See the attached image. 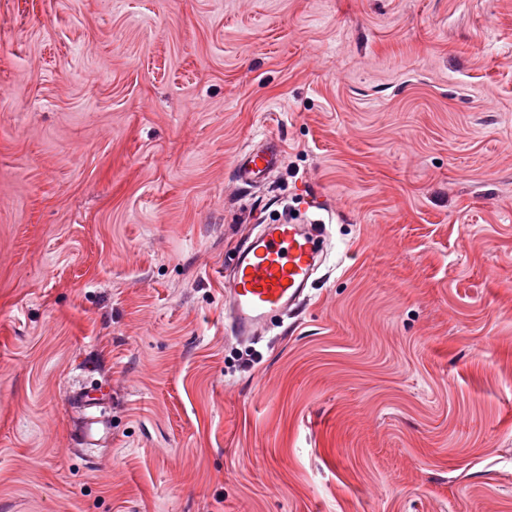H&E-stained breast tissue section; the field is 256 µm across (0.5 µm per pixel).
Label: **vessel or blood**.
I'll use <instances>...</instances> for the list:
<instances>
[{
	"instance_id": "obj_1",
	"label": "vessel or blood",
	"mask_w": 512,
	"mask_h": 512,
	"mask_svg": "<svg viewBox=\"0 0 512 512\" xmlns=\"http://www.w3.org/2000/svg\"><path fill=\"white\" fill-rule=\"evenodd\" d=\"M283 147L267 140L243 155L234 167L245 185L261 183L282 164ZM328 234L323 221L309 224H263L236 251L233 271L224 288L228 330L240 339H256L281 324L308 299L313 277L323 263L320 249ZM68 405L75 415L73 439L82 448H97L112 440V420L106 409L111 393L90 381L71 388Z\"/></svg>"
}]
</instances>
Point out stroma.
Segmentation results:
<instances>
[{"instance_id":"stroma-1","label":"stroma","mask_w":512,"mask_h":512,"mask_svg":"<svg viewBox=\"0 0 512 512\" xmlns=\"http://www.w3.org/2000/svg\"><path fill=\"white\" fill-rule=\"evenodd\" d=\"M287 206L309 301L228 336ZM0 512H512V0H0ZM282 144L270 138L265 145L243 155L234 167L236 179L243 185L261 183L266 176L282 164ZM327 235L324 221L315 220L261 224L247 237L224 288L225 321L232 336L254 340L303 306L323 263L319 246ZM90 377L71 388L68 405L75 418L72 422L73 439L80 448H97L112 442V420L106 409L111 403V393L106 385Z\"/></svg>"}]
</instances>
